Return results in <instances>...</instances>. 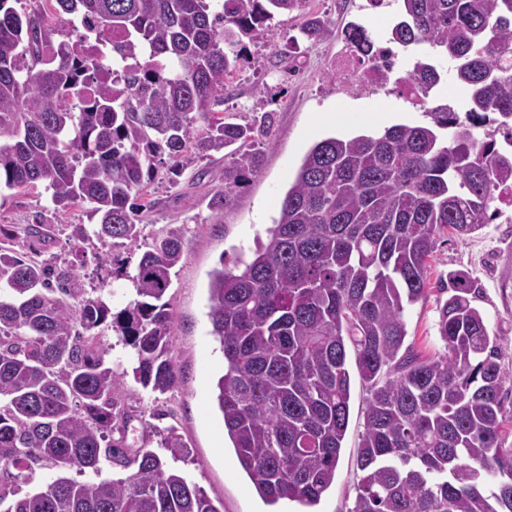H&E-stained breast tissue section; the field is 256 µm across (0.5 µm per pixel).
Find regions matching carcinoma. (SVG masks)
Segmentation results:
<instances>
[{
    "mask_svg": "<svg viewBox=\"0 0 512 512\" xmlns=\"http://www.w3.org/2000/svg\"><path fill=\"white\" fill-rule=\"evenodd\" d=\"M22 16L0 0V180L53 190L57 208L86 203L95 235L141 251L126 274L135 298L112 312L87 296L74 263L0 253V512H223L149 448L112 438L125 378L164 395L178 383L166 294L183 263V228L150 239L137 223L145 179L169 163L180 175L224 152V186L208 208L219 220L257 177L274 114L238 123L213 111L246 45L269 37L274 17L304 0H53ZM389 42L421 46L450 64L468 93L465 117L449 104L432 124L327 137L306 153L266 240L233 267L208 273L209 335L223 355L214 404L240 467L268 506H316L336 477L350 418L348 350L370 396L363 414L351 512H512V448L502 447L499 344L476 307L468 275L440 281L445 352L405 345L404 312L427 295L430 258L446 231L489 223L512 185V0H402ZM79 13L112 33V70L97 78L82 45L60 44ZM325 22L301 29L317 42ZM345 40L367 52L353 26ZM406 78L422 103L442 81L418 59ZM472 121L494 127L475 144ZM41 224L0 235L30 238ZM107 328L134 351L131 370L106 361ZM161 447L185 443L169 427ZM134 471L124 478H50L23 496L39 468Z\"/></svg>",
    "mask_w": 512,
    "mask_h": 512,
    "instance_id": "obj_1",
    "label": "carcinoma"
}]
</instances>
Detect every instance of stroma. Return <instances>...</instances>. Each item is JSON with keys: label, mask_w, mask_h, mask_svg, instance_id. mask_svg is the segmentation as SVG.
I'll return each mask as SVG.
<instances>
[{"label": "stroma", "mask_w": 512, "mask_h": 512, "mask_svg": "<svg viewBox=\"0 0 512 512\" xmlns=\"http://www.w3.org/2000/svg\"><path fill=\"white\" fill-rule=\"evenodd\" d=\"M371 11L370 0H306L301 9L274 18L272 37L250 44L247 60L230 79L220 109L243 120L256 112L273 113V141L262 173L225 208L221 223L210 219L207 203L213 190L224 182L223 158L195 161L175 187L165 173H158L144 191L140 220L146 236L159 234L169 224L185 227L186 259L168 292L179 381L173 392L161 396L139 384H128L122 396L128 416L125 439L131 449L156 451L160 448L159 430L176 426L188 444L177 469L214 502L223 503L224 512H267V508L242 473L214 409L213 379L223 369V358L208 334L209 271L218 260L230 263L236 256H249L257 239L265 237L289 182L314 142L377 132L365 111L368 103L382 104L395 124L429 122L423 108L398 94L343 93L330 77V64L346 29L363 24ZM312 17L328 23L323 37L314 44L300 38L302 27ZM340 108L346 111L341 126L332 120ZM1 224L46 225L45 240L32 245L17 240L14 249L37 253L60 265L82 264L85 290L102 288L113 309L123 308L130 300L132 286L126 275L134 271L140 252L93 236L73 240L71 225L90 228L95 224L87 207L78 204L61 213L50 192L5 190L0 192ZM104 254L117 259L124 270L122 277L99 269L98 258ZM455 271L465 272L480 285L476 305L491 335L499 340L498 364L505 378L503 438L505 447L512 448V219L497 217L463 239L448 232L439 239L431 260L428 294L404 312L407 341L424 356L444 351L437 331V283ZM367 396L361 382H353L350 423L336 480L316 512H350L354 505L359 480L355 460Z\"/></svg>", "instance_id": "1"}]
</instances>
